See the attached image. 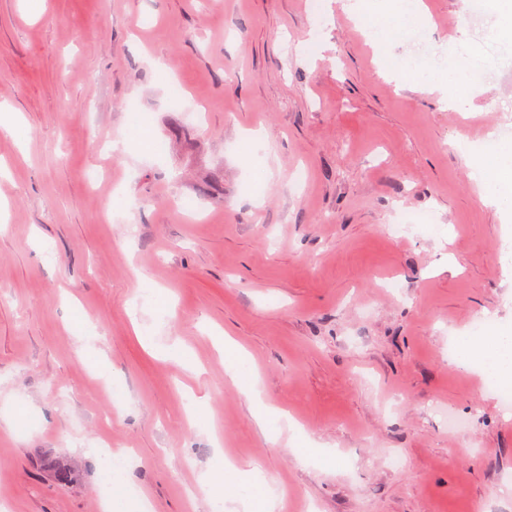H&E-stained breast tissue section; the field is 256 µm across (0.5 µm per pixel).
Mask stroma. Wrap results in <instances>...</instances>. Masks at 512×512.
<instances>
[{
  "mask_svg": "<svg viewBox=\"0 0 512 512\" xmlns=\"http://www.w3.org/2000/svg\"><path fill=\"white\" fill-rule=\"evenodd\" d=\"M370 2L0 0V512H109L106 448L123 512L263 483L269 512H512V411L453 360L477 318L512 331V193L473 177L512 131V40L465 0L375 37L396 2ZM395 208L435 219L394 238Z\"/></svg>",
  "mask_w": 512,
  "mask_h": 512,
  "instance_id": "1",
  "label": "stroma"
}]
</instances>
